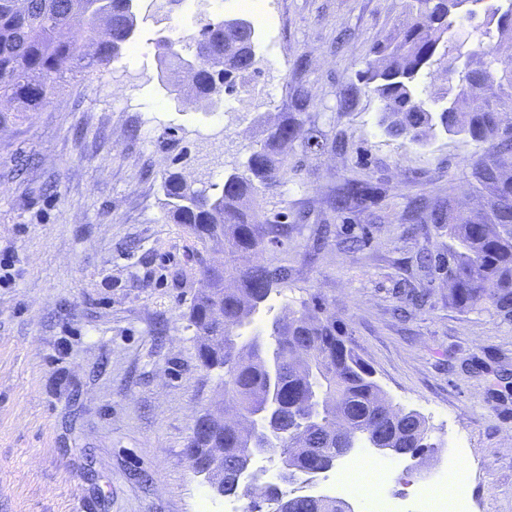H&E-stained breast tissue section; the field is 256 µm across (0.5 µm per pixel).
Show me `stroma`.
I'll return each mask as SVG.
<instances>
[{
	"label": "stroma",
	"mask_w": 512,
	"mask_h": 512,
	"mask_svg": "<svg viewBox=\"0 0 512 512\" xmlns=\"http://www.w3.org/2000/svg\"><path fill=\"white\" fill-rule=\"evenodd\" d=\"M266 9L260 72L217 109L166 92L157 41L193 43L204 24L247 16L244 0H201L192 18L172 0L162 20L138 16L130 48L107 69L0 128V258L11 264L0 286V512H224L186 456L220 373L197 358L185 313L201 269L192 237L165 216L161 186L178 172L221 188L287 116L299 135L259 215L287 218V239L260 261L287 265L289 277L253 329L323 303L392 404L427 420L435 452L388 478V492L427 484L453 430L467 439L481 512H512V320L454 307L417 262L448 251L431 210L484 207L473 176L482 147L447 135L419 147L380 129L381 104L357 73L403 21L402 0ZM349 180L368 196L335 211Z\"/></svg>",
	"instance_id": "stroma-1"
}]
</instances>
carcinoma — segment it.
Returning <instances> with one entry per match:
<instances>
[{"instance_id": "carcinoma-1", "label": "carcinoma", "mask_w": 512, "mask_h": 512, "mask_svg": "<svg viewBox=\"0 0 512 512\" xmlns=\"http://www.w3.org/2000/svg\"><path fill=\"white\" fill-rule=\"evenodd\" d=\"M408 20L383 44L374 47L359 77L381 103L379 125L385 135L427 146L438 136L464 135L487 145L474 163L473 176L488 193V207L476 220L453 218L439 209L431 221L448 228L455 245L448 258L434 260L448 283V298L458 308L489 306L512 319V65L502 66V43L491 30L476 36L448 33L457 23L458 0H403ZM484 5L487 24L498 32L512 30V9L501 0H471ZM137 26L134 0H0V126L12 112H36L64 81L66 74L104 69L122 55ZM178 41H158L160 79L170 91L187 81L197 102L213 106L246 86L256 67L258 34L246 18L222 19L204 26L195 48L202 69L186 70ZM464 56L466 73L448 87L428 93L424 80L450 72ZM296 124L284 120L250 150L242 167L224 175L221 192L189 184L177 172L162 185L166 218L184 225L202 249L218 247L224 262L202 266L203 288L192 299L187 317L197 335L203 367L224 364L221 385L225 402L240 418L266 407L264 394L278 373L275 394L287 404L275 422L277 431L293 426V416L323 406L324 414L308 427L304 444L283 442L289 463L299 474L327 470L344 454V443L325 429L333 415L353 432L367 433L377 444L417 451L428 447L424 418L391 405L336 321L318 305L304 304L276 320L264 341L256 332L244 337L274 290L288 281V267L258 262L271 243L288 237V225L260 220L254 210L260 195L276 186L288 161V146L297 138ZM367 188L346 183L334 207L346 209ZM248 440L235 425L224 424V495H238V473L245 467ZM292 512H336V498L300 502Z\"/></svg>"}]
</instances>
